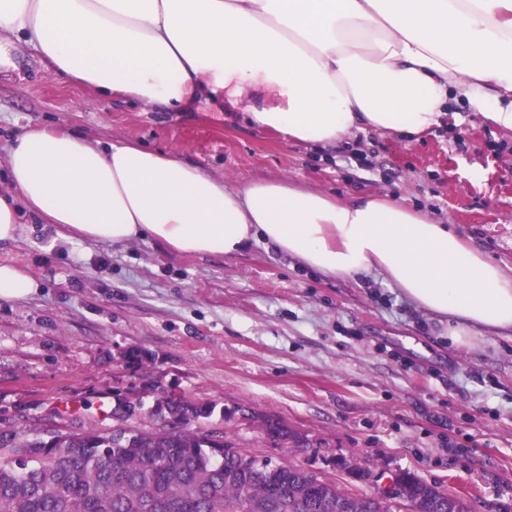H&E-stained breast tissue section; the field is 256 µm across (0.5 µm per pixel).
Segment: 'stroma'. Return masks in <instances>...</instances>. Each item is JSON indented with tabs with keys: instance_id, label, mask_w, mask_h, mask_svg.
I'll return each instance as SVG.
<instances>
[{
	"instance_id": "1",
	"label": "stroma",
	"mask_w": 512,
	"mask_h": 512,
	"mask_svg": "<svg viewBox=\"0 0 512 512\" xmlns=\"http://www.w3.org/2000/svg\"><path fill=\"white\" fill-rule=\"evenodd\" d=\"M0 78V186L14 138L58 128L171 152L226 184L285 177L346 199L395 198L512 266V135L462 111L412 141L374 132L322 149L224 114L142 112L45 70L33 45ZM27 219L0 263L36 291L0 299V424L48 410L152 406L175 391L215 411L206 429L245 452L370 494L410 470L472 512H512V339L452 346L397 290L329 278L263 243L234 256L175 255L128 245L54 242ZM140 350L142 363L127 362ZM283 420L273 443L262 417Z\"/></svg>"
}]
</instances>
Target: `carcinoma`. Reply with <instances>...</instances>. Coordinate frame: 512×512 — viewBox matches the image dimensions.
<instances>
[{"label":"carcinoma","instance_id":"cac0c4a2","mask_svg":"<svg viewBox=\"0 0 512 512\" xmlns=\"http://www.w3.org/2000/svg\"><path fill=\"white\" fill-rule=\"evenodd\" d=\"M166 431L126 425L137 411L127 403L119 429L73 423L47 449L30 435L0 428V512H471L468 500L450 495L412 472L400 473L409 502L376 495H346L307 470L259 459L223 442L219 457L202 427L214 407L171 399Z\"/></svg>","mask_w":512,"mask_h":512}]
</instances>
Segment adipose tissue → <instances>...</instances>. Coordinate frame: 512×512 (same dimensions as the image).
I'll use <instances>...</instances> for the list:
<instances>
[{
  "mask_svg": "<svg viewBox=\"0 0 512 512\" xmlns=\"http://www.w3.org/2000/svg\"><path fill=\"white\" fill-rule=\"evenodd\" d=\"M21 41L140 111L217 102L325 148L356 131L413 139L460 101L512 134V0H0V75ZM5 164L0 243L26 213L70 241L179 255L260 240L328 277L380 278L455 346L512 335V268L405 203L288 179L230 188L172 153L46 129L19 134Z\"/></svg>",
  "mask_w": 512,
  "mask_h": 512,
  "instance_id": "obj_1",
  "label": "adipose tissue"
}]
</instances>
